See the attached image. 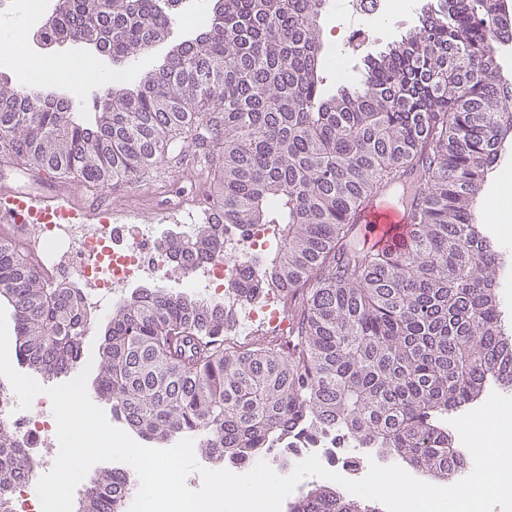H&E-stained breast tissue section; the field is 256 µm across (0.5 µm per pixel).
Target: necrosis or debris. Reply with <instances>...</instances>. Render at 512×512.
Segmentation results:
<instances>
[{"mask_svg":"<svg viewBox=\"0 0 512 512\" xmlns=\"http://www.w3.org/2000/svg\"><path fill=\"white\" fill-rule=\"evenodd\" d=\"M59 0H0V15L23 17L30 35L28 50L45 58L53 57L54 35L42 21L56 12ZM38 256L55 271L72 279L91 283L85 300L98 308L109 300L120 299L137 279L165 281L169 264L164 238L151 224H76L60 221L39 227ZM277 236L272 225L224 227L222 257L201 262L179 280L182 288L209 294H223L224 304L237 309L241 298L235 289L246 270L257 265L272 251ZM37 411L22 409L10 381L0 375V423H8L14 438L33 451L37 471L49 469L52 461L46 448L53 445V412L47 400L37 402ZM317 456L328 469L344 472L366 471L374 459L370 449L349 451L337 434H330L299 452V459Z\"/></svg>","mask_w":512,"mask_h":512,"instance_id":"1","label":"necrosis or debris"}]
</instances>
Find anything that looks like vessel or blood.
Instances as JSON below:
<instances>
[{
    "label": "vessel or blood",
    "mask_w": 512,
    "mask_h": 512,
    "mask_svg": "<svg viewBox=\"0 0 512 512\" xmlns=\"http://www.w3.org/2000/svg\"><path fill=\"white\" fill-rule=\"evenodd\" d=\"M70 218L84 224H109L111 210L95 208L49 178L35 188L7 185L0 188V222L4 224H53ZM364 247L394 249L411 236L406 207L394 204L391 194L379 195L361 218Z\"/></svg>",
    "instance_id": "vessel-or-blood-1"
}]
</instances>
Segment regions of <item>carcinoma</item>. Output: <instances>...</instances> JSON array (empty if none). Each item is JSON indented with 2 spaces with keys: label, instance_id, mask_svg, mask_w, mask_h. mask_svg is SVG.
Returning <instances> with one entry per match:
<instances>
[{
  "label": "carcinoma",
  "instance_id": "carcinoma-1",
  "mask_svg": "<svg viewBox=\"0 0 512 512\" xmlns=\"http://www.w3.org/2000/svg\"><path fill=\"white\" fill-rule=\"evenodd\" d=\"M65 0L55 40L86 34L124 65L172 33L182 0ZM325 0H223L195 41L108 93L88 123L57 96L0 83V155L94 189L138 180L177 137L210 129L200 204L224 223L273 224L280 246L247 277L244 297L276 289L288 340L224 338V304L137 288L112 313L96 397L148 442L200 437L217 459L253 461L332 430L438 477L468 469L448 416L495 386L512 391V333L499 302L508 264L484 233L477 194L512 137V83L498 47L512 41L500 0H440L420 25L328 95L318 17ZM414 227L396 251L351 248L370 201L408 183ZM217 224L166 238L180 266L214 256ZM0 303L19 361L47 379L83 362L93 323L84 289L49 277L22 237L0 235ZM33 472L0 424V512ZM130 473L91 479L76 512H121ZM296 512H375L321 486Z\"/></svg>",
  "mask_w": 512,
  "mask_h": 512
}]
</instances>
